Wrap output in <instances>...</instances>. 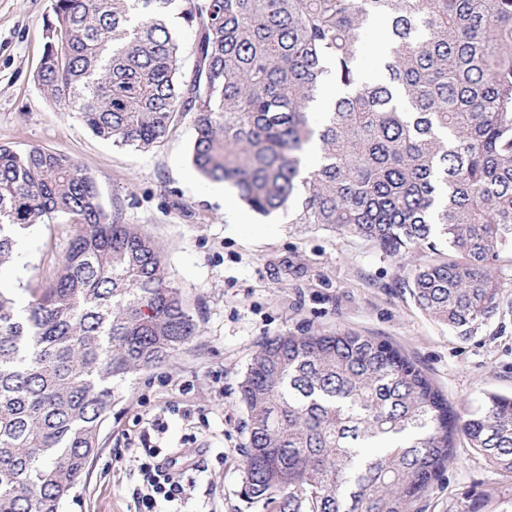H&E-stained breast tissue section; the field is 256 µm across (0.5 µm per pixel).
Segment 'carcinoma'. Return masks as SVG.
Masks as SVG:
<instances>
[{
	"label": "carcinoma",
	"mask_w": 512,
	"mask_h": 512,
	"mask_svg": "<svg viewBox=\"0 0 512 512\" xmlns=\"http://www.w3.org/2000/svg\"><path fill=\"white\" fill-rule=\"evenodd\" d=\"M53 0L36 80L98 137L148 151L194 114L192 162L254 212L338 228L400 255L418 307L468 333L499 309L512 250V0ZM196 33L179 77L166 25ZM385 22V81L363 30ZM339 96L320 125L322 86ZM317 146L320 162L303 167ZM81 226L19 311L0 287V512H60L124 384L197 335L164 249L105 213L93 175L0 145V267L19 230ZM244 495L275 512H409L464 437L512 474V396L455 412L391 343L337 329L263 341L240 384ZM383 32L375 27L367 29L362 36L360 67L364 77L375 81L379 77V50L384 45Z\"/></svg>",
	"instance_id": "1"
}]
</instances>
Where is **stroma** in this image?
<instances>
[{"instance_id":"35a3bbf8","label":"stroma","mask_w":512,"mask_h":512,"mask_svg":"<svg viewBox=\"0 0 512 512\" xmlns=\"http://www.w3.org/2000/svg\"><path fill=\"white\" fill-rule=\"evenodd\" d=\"M52 0H0V145L45 148L87 168L108 214L163 247L198 334L161 367L140 373L105 422L98 454L61 512H140L150 453L192 462L190 495L156 512H273L243 494L248 416L239 385L263 340L305 329L351 330L392 342L419 363L457 409L485 393L512 395V287L496 315L464 334L422 311L406 286L429 250L402 258L339 229L291 223L245 204L224 207L227 185L192 163L184 114L169 140L142 151L95 136L34 80ZM78 225L61 219L24 230L9 279L17 307L46 285ZM410 512H512V474L457 439L452 458Z\"/></svg>"}]
</instances>
